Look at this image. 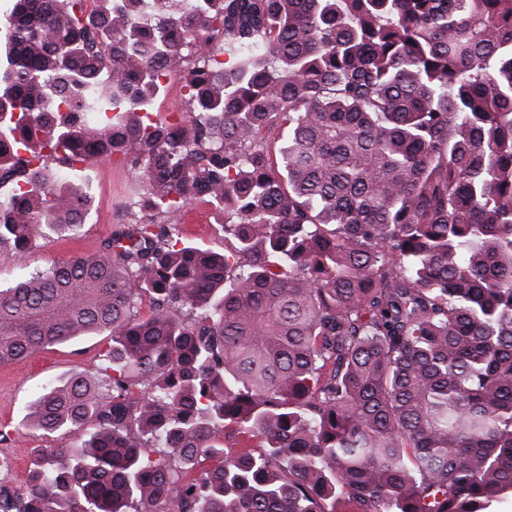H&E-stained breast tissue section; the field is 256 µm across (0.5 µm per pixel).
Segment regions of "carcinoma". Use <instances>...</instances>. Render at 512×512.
Here are the masks:
<instances>
[{
  "instance_id": "obj_1",
  "label": "carcinoma",
  "mask_w": 512,
  "mask_h": 512,
  "mask_svg": "<svg viewBox=\"0 0 512 512\" xmlns=\"http://www.w3.org/2000/svg\"><path fill=\"white\" fill-rule=\"evenodd\" d=\"M93 2L0 19V247L77 233L98 161L141 190L101 253L0 288V364L112 341L28 404L85 439L0 512L512 495V0ZM197 201L222 254L179 232ZM181 104L183 108L179 112H185L186 105L183 98L182 83L178 76L171 75L167 79L166 91L164 96L156 103V108L163 117L170 116L176 112V105Z\"/></svg>"
}]
</instances>
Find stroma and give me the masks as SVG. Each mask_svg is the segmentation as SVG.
Instances as JSON below:
<instances>
[{"instance_id":"obj_1","label":"stroma","mask_w":512,"mask_h":512,"mask_svg":"<svg viewBox=\"0 0 512 512\" xmlns=\"http://www.w3.org/2000/svg\"><path fill=\"white\" fill-rule=\"evenodd\" d=\"M84 177L93 201L90 223L78 234H52L23 252L1 249L0 282L11 283L33 269L49 267L76 253L99 252L112 231L130 220L129 204L139 191L131 173L102 161L86 171ZM180 230L197 245L217 252L224 249V234L206 204L190 205ZM106 344V337L88 336L36 351L18 362L0 364V450L9 459L8 469L0 472V484H22L34 455L58 439L25 427L26 407L33 395L45 384L72 371L97 372L101 364L99 353Z\"/></svg>"}]
</instances>
